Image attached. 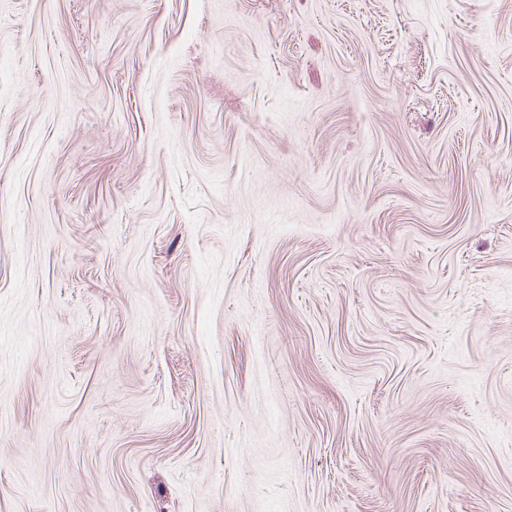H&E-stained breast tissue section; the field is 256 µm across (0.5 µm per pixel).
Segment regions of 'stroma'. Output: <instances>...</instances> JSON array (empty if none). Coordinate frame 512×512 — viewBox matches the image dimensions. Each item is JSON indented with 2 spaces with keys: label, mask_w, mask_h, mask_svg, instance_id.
<instances>
[{
  "label": "stroma",
  "mask_w": 512,
  "mask_h": 512,
  "mask_svg": "<svg viewBox=\"0 0 512 512\" xmlns=\"http://www.w3.org/2000/svg\"><path fill=\"white\" fill-rule=\"evenodd\" d=\"M0 512H512V0H0Z\"/></svg>",
  "instance_id": "1"
}]
</instances>
